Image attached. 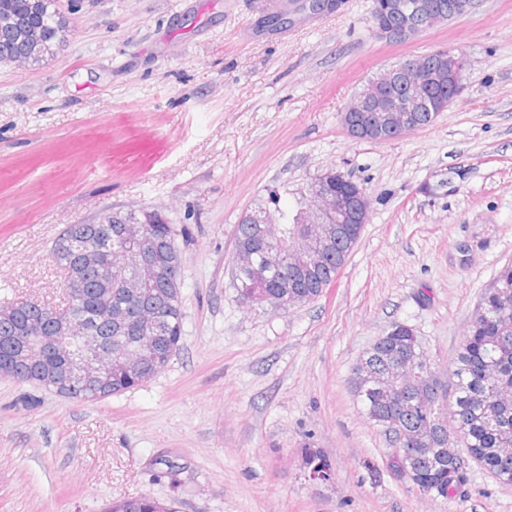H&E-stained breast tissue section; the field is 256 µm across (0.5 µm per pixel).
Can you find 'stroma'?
<instances>
[{"label": "stroma", "instance_id": "stroma-1", "mask_svg": "<svg viewBox=\"0 0 512 512\" xmlns=\"http://www.w3.org/2000/svg\"><path fill=\"white\" fill-rule=\"evenodd\" d=\"M268 2L62 0L69 43L0 64V304L58 294L49 251L67 226L155 208L175 227L184 313L169 366L112 398L0 379V512L138 495L178 512H512V485L476 464L456 495H421L349 383L396 323L447 370L512 263V0H475L406 43L373 34L371 0H287L276 28ZM442 47L466 66L432 125L348 136L341 111L369 80ZM331 169L370 201L335 281L285 311L245 302L238 224L295 212Z\"/></svg>", "mask_w": 512, "mask_h": 512}]
</instances>
